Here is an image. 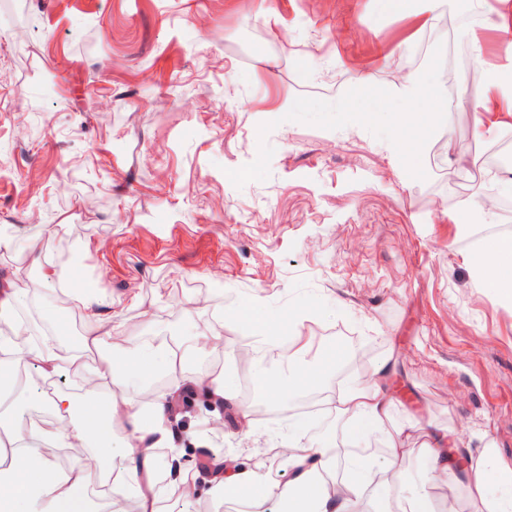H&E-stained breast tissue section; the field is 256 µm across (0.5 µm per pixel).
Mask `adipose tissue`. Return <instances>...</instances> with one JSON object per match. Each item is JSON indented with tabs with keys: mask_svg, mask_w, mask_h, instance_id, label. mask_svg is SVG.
I'll list each match as a JSON object with an SVG mask.
<instances>
[{
	"mask_svg": "<svg viewBox=\"0 0 512 512\" xmlns=\"http://www.w3.org/2000/svg\"><path fill=\"white\" fill-rule=\"evenodd\" d=\"M485 94L480 97V129L493 135L512 129V53H506L500 64L484 67ZM441 96L425 85L418 75L406 76L396 91L382 97L364 96L354 103H337L340 112L355 114L385 111L391 105L403 107L402 120L409 127L429 134L433 126L450 130L452 114L440 106ZM479 267L482 288L512 301V236L488 237L482 240ZM180 337L155 347L128 345L115 353L112 378L116 381L142 379L155 368L157 360L187 367L185 355L177 354ZM52 419L30 425V435L67 448L75 443L100 444L113 425L123 426L131 434L125 452L126 464L111 479L109 497L118 503L128 491H136L139 512H157L160 493L152 478L154 470L151 448H161L172 438L163 425L168 412L166 403L152 407L151 419L135 404H110L87 411L82 419H74L75 402L70 393H53L48 399ZM393 399L386 384V371L377 368L367 378L355 381L336 399L337 413L346 418L347 439L357 440L371 434L384 439L383 452L389 465L378 468L363 456L345 460L344 494H336L323 480V472L336 463L332 445L318 447L299 445L289 439L293 453L287 459L290 476L281 479L278 472L267 471L263 479L268 497L287 504V512H357L369 503L373 512H432L426 496L406 493L407 473L399 466L407 453L410 439H418L419 453L431 472L444 473L450 482L465 483L475 512H512V468L502 465L497 447L484 442L477 455L469 457L464 467H457L448 450L454 442L447 434L419 433L417 421H397L392 415ZM101 455L82 461L76 467L63 469L45 458L14 456L10 472L0 471V486L7 487L12 512H85L90 477L102 468Z\"/></svg>",
	"mask_w": 512,
	"mask_h": 512,
	"instance_id": "adipose-tissue-1",
	"label": "adipose tissue"
}]
</instances>
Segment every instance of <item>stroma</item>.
I'll return each mask as SVG.
<instances>
[{
  "label": "stroma",
  "instance_id": "1",
  "mask_svg": "<svg viewBox=\"0 0 512 512\" xmlns=\"http://www.w3.org/2000/svg\"><path fill=\"white\" fill-rule=\"evenodd\" d=\"M475 32L498 62L496 31L464 0L418 30L379 0H0V276L22 283L34 258L57 264L74 242L65 280L112 299L85 355L100 371L153 336L223 337L222 352L150 382L167 398L193 394L192 371L226 378L222 440L238 467L283 473L289 437L345 439L333 408L296 412L283 384L289 362L272 349L298 334L332 393L389 362L396 419L493 441L512 465V302L476 278L477 241L506 218L473 207L453 221L486 190L472 158L512 148V130L476 135L465 102L479 82L451 100V134L422 140L393 114L333 110L357 71L389 92L409 69L447 94L449 59L473 60ZM251 301L274 319L260 343L241 316ZM240 344L259 352L265 409L246 419ZM354 350L362 368L328 366ZM177 440L196 496L169 490L160 512H231L186 459L207 440Z\"/></svg>",
  "mask_w": 512,
  "mask_h": 512
}]
</instances>
